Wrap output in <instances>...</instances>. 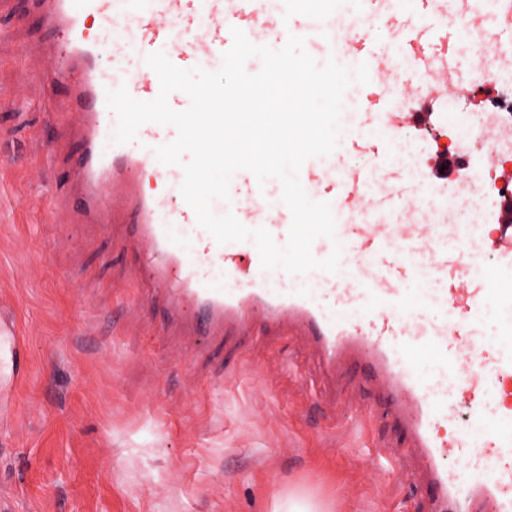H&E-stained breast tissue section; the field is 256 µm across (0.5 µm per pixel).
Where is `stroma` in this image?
Segmentation results:
<instances>
[{"instance_id":"35a3bbf8","label":"stroma","mask_w":512,"mask_h":512,"mask_svg":"<svg viewBox=\"0 0 512 512\" xmlns=\"http://www.w3.org/2000/svg\"><path fill=\"white\" fill-rule=\"evenodd\" d=\"M419 45L449 55L448 98L472 59L458 34L417 15ZM348 40L386 57L378 12ZM58 39L30 0H0V316L22 372L0 391V512H427L420 465L381 391L347 358L322 381L296 328L198 344L138 287L143 261L122 212L86 224L71 166L83 115L60 133L42 73Z\"/></svg>"}]
</instances>
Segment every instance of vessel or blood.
Instances as JSON below:
<instances>
[{
  "instance_id": "1",
  "label": "vessel or blood",
  "mask_w": 512,
  "mask_h": 512,
  "mask_svg": "<svg viewBox=\"0 0 512 512\" xmlns=\"http://www.w3.org/2000/svg\"><path fill=\"white\" fill-rule=\"evenodd\" d=\"M45 22L63 33V46L43 73L44 83L73 77V95L65 112H83L81 131L85 172L84 217L107 224L114 209L128 213L130 242L149 272L154 299L165 302L173 319L187 321L200 341L214 340L227 326L250 329L255 323L271 328L297 325L317 352L323 376L334 375L344 353H354L370 377L381 384L384 405L401 421L411 447L425 466L424 489L429 512H479L491 502L494 512H512V188L489 201L477 224H433L423 218V206L437 180L416 173L395 156L403 133L427 135L448 125L457 132L461 152L482 167L492 166L496 139L488 118L468 122L463 113L358 112L342 122L337 151L351 153L359 145L357 129H365L374 148L375 164L350 167L337 162L319 165L307 160L300 181L311 200L330 203L336 221L335 239H317L312 253L323 259L334 243L343 246L339 269L317 272L316 287H294L282 271L261 268L253 242L218 244L197 229L193 250L180 248L172 228L196 221L183 198L145 194L142 175L160 182L183 180L181 168L161 164L158 146L174 140L171 126L140 127L137 144L100 142L112 136L116 118L109 111L100 54L85 33V21L97 17L123 36L124 21L136 15L138 35L130 49L138 57L166 41L172 27L203 30L202 39L174 48L169 60L192 69L222 56L233 42L232 29L245 35L272 33V47L281 48L289 33L290 0L267 11L261 0H32ZM303 32L322 43L324 54L353 67L362 51L342 43L306 15ZM138 100L154 99L160 91L156 73L141 66L127 80ZM231 212L245 226L265 227L278 244H285L292 222L285 205H271L268 191L254 175L234 174ZM495 235L482 240L483 221ZM220 270L223 280L209 277ZM331 294L322 303L318 292ZM497 320L496 338L482 334L487 316ZM430 355L442 377L428 385L411 365L403 345ZM464 400L467 412L454 433L443 434L449 394ZM465 459V466H445L448 455ZM490 459L492 472L477 462Z\"/></svg>"
}]
</instances>
